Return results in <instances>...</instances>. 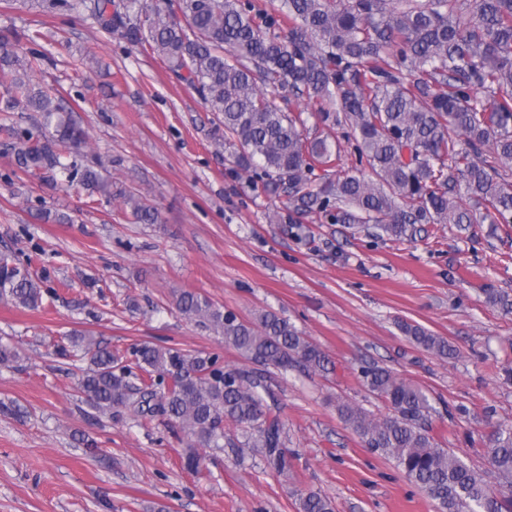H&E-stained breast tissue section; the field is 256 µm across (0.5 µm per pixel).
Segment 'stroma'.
<instances>
[{
    "label": "stroma",
    "instance_id": "stroma-1",
    "mask_svg": "<svg viewBox=\"0 0 512 512\" xmlns=\"http://www.w3.org/2000/svg\"><path fill=\"white\" fill-rule=\"evenodd\" d=\"M4 28L37 36L46 60L35 83L65 98L109 180L146 195L159 221L134 223L81 185L62 191L18 170L0 133V255L31 259L56 289L36 310L0 301V342L20 355L0 366V401L12 406L0 412V512H299L310 492L335 512H436L337 412L342 398L387 414L358 378L363 360L422 388L438 410V442L487 469L489 432L512 424V314L486 302L487 290L512 293V224H425L397 241L314 214L289 223L287 197L235 173L210 134L212 112L148 45L18 0H0ZM41 207L73 221L38 222ZM175 288L246 320L276 312L335 363L329 374L271 375L288 473L249 448L210 451L200 471L187 469L184 433L92 409L78 363L56 356L77 330L125 355L149 342L241 364L220 336L181 317ZM402 321L445 337L457 358L409 343Z\"/></svg>",
    "mask_w": 512,
    "mask_h": 512
}]
</instances>
